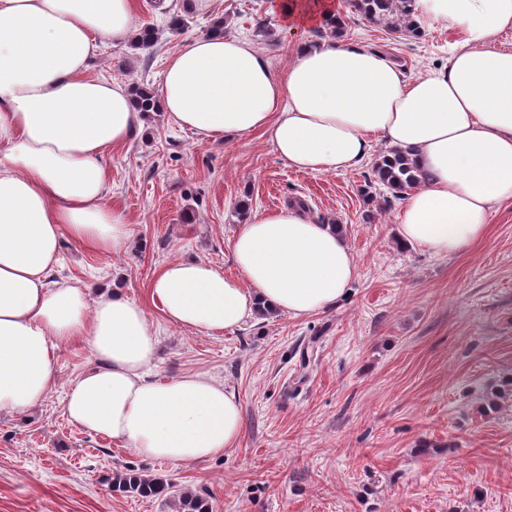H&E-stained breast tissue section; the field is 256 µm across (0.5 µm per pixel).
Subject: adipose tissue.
Here are the masks:
<instances>
[{
	"label": "adipose tissue",
	"mask_w": 512,
	"mask_h": 512,
	"mask_svg": "<svg viewBox=\"0 0 512 512\" xmlns=\"http://www.w3.org/2000/svg\"><path fill=\"white\" fill-rule=\"evenodd\" d=\"M420 23L459 33L443 70L407 78L383 54L329 38L297 46L285 72L222 22L165 63L162 110L204 141L267 137L301 172L336 173L381 140L427 175L405 196L401 240L435 255L486 233L512 200V0H415ZM283 29L322 26L334 0H272ZM136 34L134 0H0V412L22 414L55 384L59 344L83 342L95 365L66 397L71 422L146 459L187 463L233 448L241 404L223 379L159 382L161 324L209 334L261 310L304 317L334 307L357 276L342 230L294 206L253 212L231 242L238 273L169 262L150 283L155 321L119 290L57 279L60 243L111 255L129 244L106 201L105 157L146 119L130 86L92 76L97 41Z\"/></svg>",
	"instance_id": "ef3b65f1"
}]
</instances>
